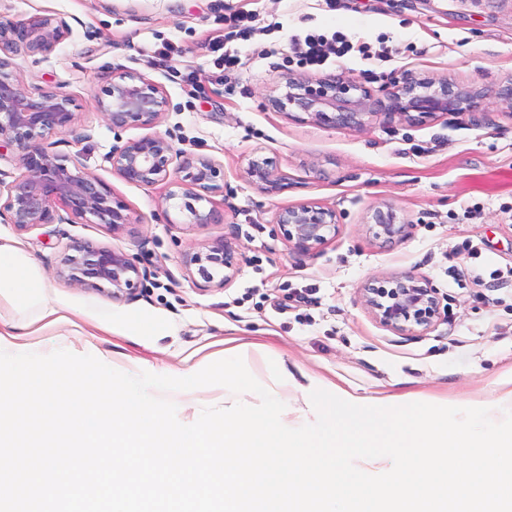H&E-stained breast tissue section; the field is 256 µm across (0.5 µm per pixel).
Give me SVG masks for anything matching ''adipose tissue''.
<instances>
[{
    "instance_id": "adipose-tissue-1",
    "label": "adipose tissue",
    "mask_w": 512,
    "mask_h": 512,
    "mask_svg": "<svg viewBox=\"0 0 512 512\" xmlns=\"http://www.w3.org/2000/svg\"><path fill=\"white\" fill-rule=\"evenodd\" d=\"M46 290L34 261L14 248L0 244V303L40 302Z\"/></svg>"
}]
</instances>
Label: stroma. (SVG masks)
I'll return each mask as SVG.
<instances>
[{"instance_id": "stroma-1", "label": "stroma", "mask_w": 512, "mask_h": 512, "mask_svg": "<svg viewBox=\"0 0 512 512\" xmlns=\"http://www.w3.org/2000/svg\"><path fill=\"white\" fill-rule=\"evenodd\" d=\"M254 12L256 34L242 40L226 15ZM55 14L70 33L45 56L17 63L26 82L70 94L79 112L56 150L79 157L129 207L134 223L48 224L21 233L0 223V243L31 256L48 285L50 306L67 322L38 320L22 344L51 353L90 354L122 372L177 375L243 357L249 372L287 401L300 421L311 387L347 394L362 405L387 400L512 409V281H491L512 269V0H0V17ZM308 31L343 32L368 44L320 68H301L288 40ZM238 50L241 63L218 69L210 40ZM181 47V77L153 66L164 42ZM132 71L156 81L170 108L157 127L176 148L224 165V188L212 194L218 214L205 226L184 224L178 209L158 201L165 185L126 183L112 172V147L144 136L112 132L96 96L113 74ZM448 79L480 93L470 112L404 121L376 114L364 129L330 128L288 116L268 103L286 76H344L383 98L402 73ZM272 159L288 186L266 195L245 169L253 155ZM391 203L410 235L382 244L369 231L373 208ZM301 202L335 210L339 227L318 250L292 248L277 212ZM235 242L240 260L224 287L204 286L184 269L183 254L217 238ZM94 242L137 256L151 272L129 299L70 287L54 275L73 242ZM411 272L439 291L447 320L399 334L366 308L369 280ZM104 313L125 329H100ZM180 422L234 395L206 386L170 392Z\"/></svg>"}]
</instances>
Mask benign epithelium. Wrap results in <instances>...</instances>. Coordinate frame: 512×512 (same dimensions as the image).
Returning <instances> with one entry per match:
<instances>
[{"instance_id": "obj_1", "label": "benign epithelium", "mask_w": 512, "mask_h": 512, "mask_svg": "<svg viewBox=\"0 0 512 512\" xmlns=\"http://www.w3.org/2000/svg\"><path fill=\"white\" fill-rule=\"evenodd\" d=\"M69 34L67 22L51 14L0 19V152L15 153L20 174L9 183L0 179V219L26 232L46 224H105L120 230L133 223L128 206L112 188L88 171L82 162L55 151L52 138L69 131L78 120L71 95L24 81L15 59L50 54ZM285 92L269 99L281 111H299L315 124L332 128H365L383 108L404 120L436 112L471 110L479 94L446 79L405 74L393 82L386 101L343 77H287ZM99 113L109 127L150 129L170 106L161 86L137 73H118L96 97ZM112 173L142 187L167 184L160 204L177 208L184 223H214L213 209L201 205L223 189L224 165L212 157L175 149L159 133L145 135L112 150ZM261 192L272 195L288 187V177L268 158H252L245 171ZM371 231L383 243L406 238L411 225L397 220L394 207L381 203L372 213ZM285 239L300 252H312L336 235V211L312 202L281 209L276 215ZM239 253L224 238L182 256L188 272L217 287L237 270ZM137 257L91 242H77L64 254L56 276L73 288L128 298L148 277ZM362 298L374 318L401 334L424 332L441 318L438 292L425 278L410 272L373 279Z\"/></svg>"}]
</instances>
